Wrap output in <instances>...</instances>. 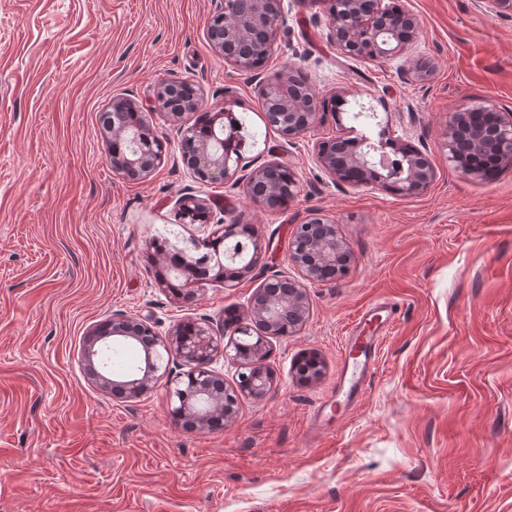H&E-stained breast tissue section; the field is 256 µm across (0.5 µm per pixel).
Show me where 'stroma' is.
Here are the masks:
<instances>
[{
    "label": "stroma",
    "mask_w": 512,
    "mask_h": 512,
    "mask_svg": "<svg viewBox=\"0 0 512 512\" xmlns=\"http://www.w3.org/2000/svg\"><path fill=\"white\" fill-rule=\"evenodd\" d=\"M220 0H0V512H512V163L462 175L443 147L448 114L512 111V16L473 0H383L420 33L393 59L343 54L322 0H284L263 66L306 75L342 99L295 139L267 127L250 74L206 34ZM434 65L427 80L410 75ZM202 91L200 111L247 113L244 155L292 168L288 206L243 189L198 187L158 111L162 81ZM151 114L169 155L147 180L112 170L100 117L112 99ZM370 102L391 138L425 152L436 176L416 196L335 181L314 146L378 129L353 119ZM202 191L225 222L255 225L268 250L236 288L185 300L162 290L148 242L177 223L174 202ZM333 219L356 262L309 285L308 317L270 339L273 376L223 428L190 431L170 413L167 379L116 400L88 380L90 326L146 316L160 335L245 311L261 281L293 274L295 225ZM394 313L356 401L312 414L340 386L344 341L359 317ZM309 354L321 378L302 381Z\"/></svg>",
    "instance_id": "obj_1"
}]
</instances>
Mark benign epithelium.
<instances>
[{"mask_svg":"<svg viewBox=\"0 0 512 512\" xmlns=\"http://www.w3.org/2000/svg\"><path fill=\"white\" fill-rule=\"evenodd\" d=\"M283 0H224L209 18L207 36L213 49L236 69L247 72L259 80L262 99L273 102L277 111L270 114L269 123L284 137L290 139L308 132L317 118L315 96L310 88L291 97L286 94L290 75L277 82L262 77L260 64L239 54L237 43L228 41L226 31L233 29L241 40H246L255 25L260 24L274 41L283 19ZM329 18V39L338 49L350 56L392 58L400 54L406 44L417 37V19L408 12L405 18V35L394 32L383 24L384 11L381 0H374L373 12L359 8L362 0H326ZM475 6L489 16L512 15V0H475ZM158 99L164 115L177 122L189 110L198 108L201 90L193 82L172 79L161 84ZM141 123L133 129L112 127L110 136V161L112 170L131 181L147 179L165 161L168 146L154 131L146 113H141ZM211 125L224 131V138L216 139L212 133H203L193 126L180 128L179 151L182 160L195 180L202 184L232 183L257 203L263 198L284 189L292 197L297 195L298 179L289 173L287 187L279 181L283 169L275 161L255 164L246 160L241 151L242 139L232 113H210ZM444 148L448 162L455 170L469 177L484 174L480 164L469 163L465 156H478L488 152L496 159L512 161V113L501 112L486 106L460 107L449 113L448 127L444 133ZM404 160L399 163L392 183L386 184L402 196L425 192L435 177V171L421 150L408 143L399 144ZM377 148L370 141L362 140L354 150L345 154L342 163L336 162V153L330 143L315 145L318 162L335 180L355 185L375 182L374 153ZM182 221L193 215H205L212 223L213 212L207 199L184 193L175 201ZM218 229L204 241H191L194 250L208 245L204 259L177 250L179 258L172 267L185 278L181 297H195L210 281V277L223 279L224 287L252 275L265 258L266 247L258 238L251 224L236 220L231 224L217 223ZM242 234L249 235L251 248L246 261L224 253L223 244ZM288 257L296 275H273L264 279L255 295H266L264 303L251 302L245 314H239L233 324L231 336L224 330L214 332L207 324L180 322L172 338L163 339L148 317H128L114 314L93 326L83 340L86 371L96 386L117 398L133 399L150 390L157 380L169 373L163 364V355H175L187 370L169 392L171 414L180 421L190 423L198 431L213 430L224 425V419L235 413L239 396L260 398L271 388L273 378L264 364L268 339L288 336L299 330L309 311L308 285L325 281L346 272L355 258L347 250L336 222L320 213L296 226L293 231ZM264 326L256 334L254 327ZM117 343L139 344L145 348L144 365L124 376H112L104 354ZM230 358L238 366L236 390L224 389L223 377L212 369L217 357Z\"/></svg>","mask_w":512,"mask_h":512,"instance_id":"1","label":"benign epithelium"}]
</instances>
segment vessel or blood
<instances>
[{"label": "vessel or blood", "instance_id": "vessel-or-blood-1", "mask_svg": "<svg viewBox=\"0 0 512 512\" xmlns=\"http://www.w3.org/2000/svg\"><path fill=\"white\" fill-rule=\"evenodd\" d=\"M375 311H366L356 323L345 347L344 374H347V400H354L359 395L366 381L373 373L375 355L382 340V331L372 328Z\"/></svg>", "mask_w": 512, "mask_h": 512}]
</instances>
